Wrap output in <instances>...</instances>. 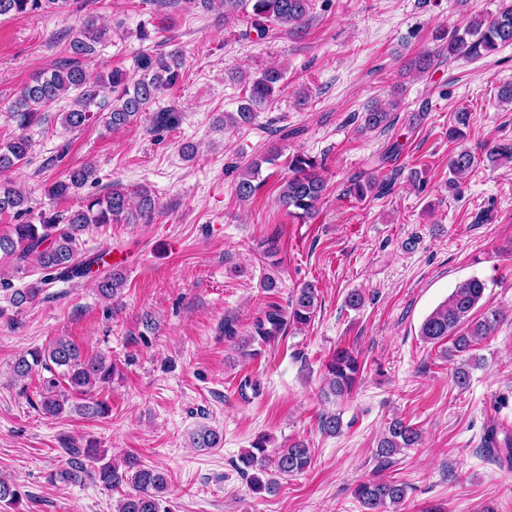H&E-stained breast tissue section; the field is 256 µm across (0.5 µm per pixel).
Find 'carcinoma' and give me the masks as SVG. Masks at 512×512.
Here are the masks:
<instances>
[{"mask_svg": "<svg viewBox=\"0 0 512 512\" xmlns=\"http://www.w3.org/2000/svg\"><path fill=\"white\" fill-rule=\"evenodd\" d=\"M59 4V0H0V16L33 14ZM224 20L248 13L251 26L263 33L266 23L300 24L309 11V0H221ZM107 31L100 26L92 14L85 16L80 27L69 38L66 57L50 72L35 78L24 86L10 105V116L16 123L19 134L0 143V174H5L26 162L32 151V142L25 131L34 124L47 120L46 112L71 89H83L73 105L58 113L57 120L70 130L81 128L93 114L89 106L99 102L104 126L109 129L124 127L148 111L158 95L179 80L183 67V55L174 49L159 53L141 64V74L132 80L120 69H113L100 80L92 82L83 63L93 58L97 46L106 38ZM512 42V3L502 4L491 16H474L464 28L448 33L443 51L454 59L480 57ZM283 79L282 72L270 67L247 87L248 98L235 112L224 113L222 123L232 127L253 122L257 108L265 104ZM363 128H388L393 124L391 112L373 107L361 117ZM485 159L492 166L512 164V140L500 141L485 150ZM475 163L474 155L462 150L448 161L449 172L463 175ZM259 163L254 162L240 174L235 186L239 200L247 202L256 195L254 184ZM317 160L305 154H295L289 161L291 175L283 183L279 202L289 217L307 223L317 211L326 191V182L318 172ZM96 168L91 164L73 167L65 179L54 182L48 194L64 198L95 182ZM377 189L376 182L354 179L348 194L364 200ZM27 197L22 189L12 182L0 181V214L12 213L16 217L27 215ZM155 210V199L144 187L129 189L112 184L99 196H90L78 210L56 212L41 216L40 223L29 222L13 225L12 231L0 236V259L13 265L18 271H28L33 266L43 271L44 276L11 294V303L22 309L40 301L44 285L54 279H73L91 272V267L104 262L105 254L87 260L79 257L77 241L79 235L91 225L124 221L128 224L147 223ZM124 286V276L119 270H111L96 282V288L104 299L117 296ZM485 283L478 278L459 283L448 298L440 303L423 321L420 336L429 343L444 340L451 343L444 355L452 360L463 357L454 369L452 380L456 387H468V366L473 357L469 353L481 341L492 335L501 323L503 313L497 309L479 310ZM318 307L316 289L306 284L297 289L288 300L285 309L270 305L255 317L252 323V341L269 343L276 341L287 328L303 329L315 318ZM56 372L42 381L39 391V409L48 416H60L76 412L84 417H100L108 413L106 401L90 396L91 389L112 382L116 365L101 355L88 356L70 338L55 339L45 348H35L18 358L13 366V381L21 383L37 369ZM327 390L325 396L343 397L352 392L361 371V365L353 352L338 347L326 363ZM83 397V402L73 403L71 398ZM342 419L336 413H323L318 418V427L326 435H337L342 430ZM223 435L216 429L202 426L191 435V444L196 448H219ZM422 443L420 430L401 418L392 419L380 437L375 455L386 462L403 448H416ZM487 443L498 450L502 458L512 464V435L506 433L498 439V430L487 433ZM71 466L57 474L64 484H76L85 477L100 482L105 488L121 493L116 512H161L162 502L168 489L164 472L145 464L134 455L125 457L118 464L107 458L104 449L94 446L70 448ZM311 448L303 440L286 446L269 449L268 439L261 436L250 449L241 455L242 473L254 471L250 477L256 490L273 491L278 479L305 471L311 466ZM408 486L397 480H368L359 483L354 495L365 512H389V507L402 504ZM26 494L14 482L0 480V503L14 512H22Z\"/></svg>", "mask_w": 512, "mask_h": 512, "instance_id": "1", "label": "carcinoma"}]
</instances>
